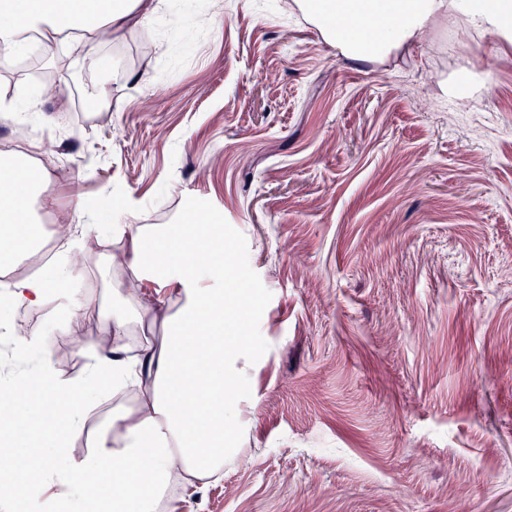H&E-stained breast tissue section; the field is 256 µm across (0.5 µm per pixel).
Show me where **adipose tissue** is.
Listing matches in <instances>:
<instances>
[{
	"label": "adipose tissue",
	"instance_id": "adipose-tissue-1",
	"mask_svg": "<svg viewBox=\"0 0 512 512\" xmlns=\"http://www.w3.org/2000/svg\"><path fill=\"white\" fill-rule=\"evenodd\" d=\"M324 36L353 58H383L415 43L437 20L464 15L468 27L512 44V0H300ZM157 0H0V51L21 46L24 31L44 47L77 29L116 33L145 24ZM46 173L19 158L0 156V251L22 260L37 246L33 205ZM53 234L71 250L65 272L15 281L12 303L41 308L59 293L64 329L83 339L84 321L63 284L81 273L87 237L80 224ZM120 245L111 257L114 306L98 311L96 346L83 375L63 379L34 330L19 337L20 379L0 392V496L23 499L55 487L64 512H156L171 478L195 488L224 468L226 428L249 396L241 361L262 344L241 336L240 311L249 306L245 276L224 247V227L212 217L188 224H117ZM168 289L148 298L145 285ZM140 339L129 355L126 340ZM134 389L133 406H116L94 448L78 453L95 399L106 390Z\"/></svg>",
	"mask_w": 512,
	"mask_h": 512
}]
</instances>
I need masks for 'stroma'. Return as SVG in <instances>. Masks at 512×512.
<instances>
[{
    "label": "stroma",
    "mask_w": 512,
    "mask_h": 512,
    "mask_svg": "<svg viewBox=\"0 0 512 512\" xmlns=\"http://www.w3.org/2000/svg\"><path fill=\"white\" fill-rule=\"evenodd\" d=\"M95 53L0 58L50 175L42 235L96 208L75 305L112 306L113 225L201 201L262 310L224 472L167 512H512V46L452 17L352 59L285 0H163ZM86 70L101 103L69 85ZM466 73L468 108L444 91ZM25 317L81 375L95 331Z\"/></svg>",
    "instance_id": "1"
}]
</instances>
